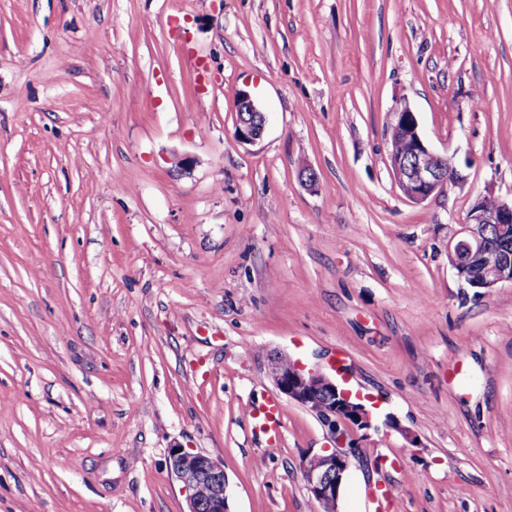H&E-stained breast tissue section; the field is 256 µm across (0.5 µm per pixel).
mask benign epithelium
<instances>
[{
  "instance_id": "1",
  "label": "benign epithelium",
  "mask_w": 512,
  "mask_h": 512,
  "mask_svg": "<svg viewBox=\"0 0 512 512\" xmlns=\"http://www.w3.org/2000/svg\"><path fill=\"white\" fill-rule=\"evenodd\" d=\"M240 116L235 137L241 143L259 140L266 116L247 92L238 101ZM389 166L396 182L408 189L406 198L422 203L464 180L453 157L435 151L422 137L415 113L401 100L393 108L390 125ZM494 200V207L486 199ZM512 201L487 193L478 196L464 221L448 235V265L461 286L487 291L512 284ZM498 249L500 257L488 264L485 256ZM269 376L278 391L299 404L327 431L334 447L314 455L304 469L307 488L322 512H337L343 478L350 458L359 453L356 435L371 427L370 412L352 399L320 370L305 368L277 354L270 360ZM169 468L187 494L188 512H227L224 465L212 457L181 447L169 451Z\"/></svg>"
}]
</instances>
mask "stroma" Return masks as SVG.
<instances>
[{
	"label": "stroma",
	"instance_id": "1",
	"mask_svg": "<svg viewBox=\"0 0 512 512\" xmlns=\"http://www.w3.org/2000/svg\"><path fill=\"white\" fill-rule=\"evenodd\" d=\"M402 99L464 176L420 204ZM488 192L512 0H0V512H187L177 446L223 464L228 512H321L329 440L277 353L375 409L338 512L379 485L387 512H512V284L461 287L446 250ZM240 116L235 121V137L241 143H254L265 130L266 116L253 102L248 92H242L238 101ZM261 428L263 433L268 436L267 442L274 443L280 437V428L282 427L281 421V407L275 400H268L266 405L262 408Z\"/></svg>",
	"mask_w": 512,
	"mask_h": 512
}]
</instances>
